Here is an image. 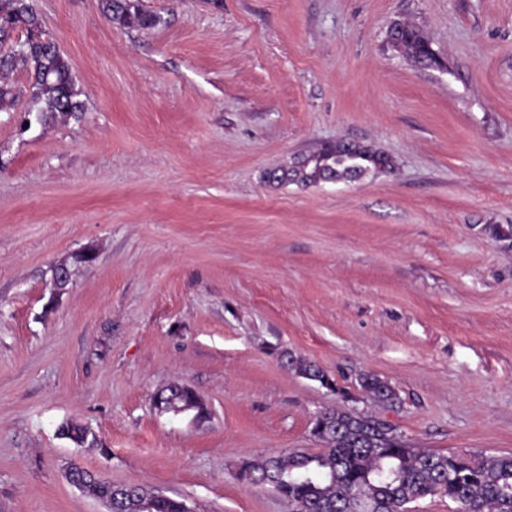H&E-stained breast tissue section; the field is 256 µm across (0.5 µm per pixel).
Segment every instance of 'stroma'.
<instances>
[{"label": "stroma", "instance_id": "35a3bbf8", "mask_svg": "<svg viewBox=\"0 0 512 512\" xmlns=\"http://www.w3.org/2000/svg\"><path fill=\"white\" fill-rule=\"evenodd\" d=\"M141 2L161 25L34 0L85 112L29 121L20 69L0 112V512H106L74 464L192 512H291L239 469L319 452L327 407L415 448L512 454V0ZM398 22L439 66L394 50ZM339 141L390 169L265 180ZM176 382L207 422L155 410ZM287 364L290 369H294L307 379L319 382L320 385L329 387L331 386V379L328 373L317 364L304 359L297 358L289 355L287 357ZM358 383L361 389L373 399L387 402H392L397 399L394 387L391 386L388 381L374 374H362L359 377Z\"/></svg>", "mask_w": 512, "mask_h": 512}]
</instances>
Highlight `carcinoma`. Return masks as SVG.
I'll return each mask as SVG.
<instances>
[{
  "instance_id": "1",
  "label": "carcinoma",
  "mask_w": 512,
  "mask_h": 512,
  "mask_svg": "<svg viewBox=\"0 0 512 512\" xmlns=\"http://www.w3.org/2000/svg\"><path fill=\"white\" fill-rule=\"evenodd\" d=\"M107 18L121 27L150 29L162 18L142 9L140 0H104ZM36 39L23 55L0 56V112L14 109L17 94L9 74L23 68L29 77V113L37 119L59 115L78 117L84 112L77 88L74 65L56 45L43 37L42 24L32 0H0V44L11 39L17 26ZM397 51L422 66L434 58L419 28L400 24ZM341 145L323 150V158L312 162L303 180L318 184L327 173L336 179H361L373 170L365 160L352 161L342 154ZM288 367L320 385L331 386L328 373L317 364L295 356ZM358 383L370 397L392 402L393 386L374 374H363ZM173 398L177 407L203 421L207 406L198 393L185 384H174L160 393ZM62 436L76 442L87 440V430L71 421L59 425ZM321 451H296L269 456L248 463L252 482L265 485L293 505L294 512H411L410 504L427 496L442 494L455 504L454 512H512V455L469 456L418 450L409 445L397 428L360 412L326 408L315 432ZM68 474L89 495L106 501L117 492V512H186L185 501L137 486L129 489L96 475L70 468Z\"/></svg>"
}]
</instances>
